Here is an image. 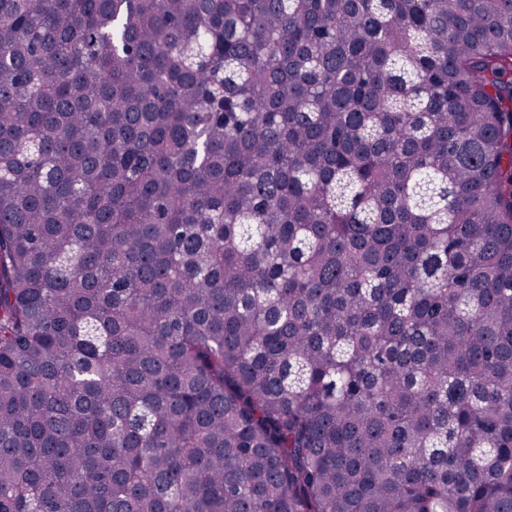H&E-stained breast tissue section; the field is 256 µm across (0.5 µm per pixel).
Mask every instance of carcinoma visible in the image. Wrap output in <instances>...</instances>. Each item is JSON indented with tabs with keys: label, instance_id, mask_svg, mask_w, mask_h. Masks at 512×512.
I'll return each mask as SVG.
<instances>
[{
	"label": "carcinoma",
	"instance_id": "1",
	"mask_svg": "<svg viewBox=\"0 0 512 512\" xmlns=\"http://www.w3.org/2000/svg\"><path fill=\"white\" fill-rule=\"evenodd\" d=\"M0 512H512V0H0Z\"/></svg>",
	"mask_w": 512,
	"mask_h": 512
}]
</instances>
